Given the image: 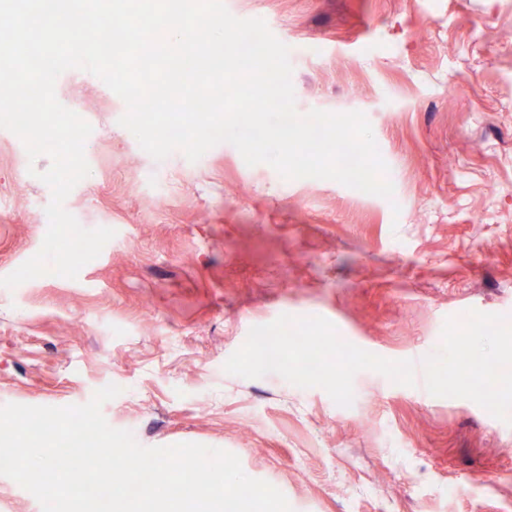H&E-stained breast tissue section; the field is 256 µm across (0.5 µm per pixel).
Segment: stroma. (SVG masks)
Masks as SVG:
<instances>
[{"label": "stroma", "mask_w": 512, "mask_h": 512, "mask_svg": "<svg viewBox=\"0 0 512 512\" xmlns=\"http://www.w3.org/2000/svg\"><path fill=\"white\" fill-rule=\"evenodd\" d=\"M290 49L297 111H359L392 198L282 178L231 144L157 161L122 99L56 82L87 121L65 201L115 231L77 278L0 287V406L101 411L145 447L198 443L292 512H512V0H225ZM0 129V277L37 254L50 188ZM490 323L452 358L464 318ZM317 337L326 370L268 369L263 329Z\"/></svg>", "instance_id": "35a3bbf8"}]
</instances>
